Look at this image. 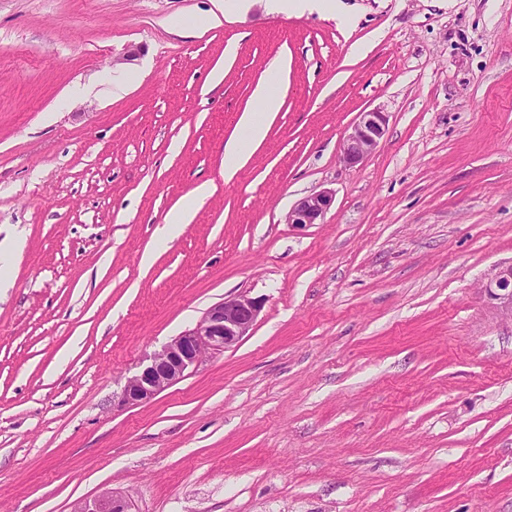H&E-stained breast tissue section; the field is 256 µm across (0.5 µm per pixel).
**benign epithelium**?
<instances>
[{"label":"benign epithelium","instance_id":"7a95c632","mask_svg":"<svg viewBox=\"0 0 512 512\" xmlns=\"http://www.w3.org/2000/svg\"><path fill=\"white\" fill-rule=\"evenodd\" d=\"M388 115L370 110L359 113L345 139L342 161L354 167L374 151L386 133ZM333 203V193L319 191L299 200L288 212L287 223L319 224ZM486 295L499 302L512 317V264L502 267L486 284ZM264 308V299L243 291L210 307L198 323L176 336L144 367L127 378L118 400L120 406L151 401L189 376L208 354L220 353L250 334ZM78 512H131L129 499L116 492L84 502Z\"/></svg>","mask_w":512,"mask_h":512}]
</instances>
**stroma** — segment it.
<instances>
[{
  "label": "stroma",
  "mask_w": 512,
  "mask_h": 512,
  "mask_svg": "<svg viewBox=\"0 0 512 512\" xmlns=\"http://www.w3.org/2000/svg\"><path fill=\"white\" fill-rule=\"evenodd\" d=\"M343 3L347 26L248 0L211 27V0H0V512L108 491L132 512H512V317L481 290L512 263V0ZM276 62L282 106L225 175ZM373 109L386 134L346 167ZM322 190V223H287ZM243 291L265 301L249 336L115 406ZM387 124L386 112L370 110L359 113L344 142L343 163L349 167L362 163L379 145L386 133ZM211 185L203 184L191 194L181 200L177 209L170 212L165 218V224L158 229L162 237L172 238L179 231L176 226L189 224L194 218L201 200L212 193Z\"/></svg>",
  "instance_id": "stroma-1"
}]
</instances>
